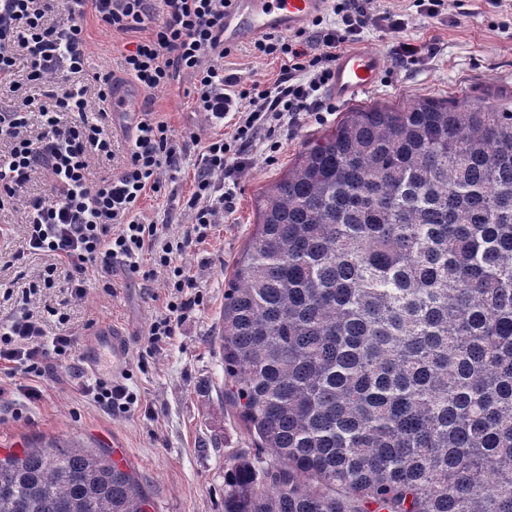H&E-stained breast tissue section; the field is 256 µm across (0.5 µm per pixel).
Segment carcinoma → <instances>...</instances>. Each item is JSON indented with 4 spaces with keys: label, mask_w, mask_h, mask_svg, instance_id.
<instances>
[{
    "label": "carcinoma",
    "mask_w": 512,
    "mask_h": 512,
    "mask_svg": "<svg viewBox=\"0 0 512 512\" xmlns=\"http://www.w3.org/2000/svg\"><path fill=\"white\" fill-rule=\"evenodd\" d=\"M220 355L224 512H512V109L344 113L255 198ZM105 448L0 456V512H148Z\"/></svg>",
    "instance_id": "obj_1"
}]
</instances>
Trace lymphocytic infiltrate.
Masks as SVG:
<instances>
[{"instance_id": "lymphocytic-infiltrate-1", "label": "lymphocytic infiltrate", "mask_w": 512, "mask_h": 512, "mask_svg": "<svg viewBox=\"0 0 512 512\" xmlns=\"http://www.w3.org/2000/svg\"><path fill=\"white\" fill-rule=\"evenodd\" d=\"M372 2L333 0L326 15L314 18L312 34L257 39L253 47L258 56L281 59L283 66L273 82L248 84L224 68L229 51L222 35L229 0H0V90L20 93L28 83L42 87L44 95L40 101L22 95L14 110L0 113V209L15 204L32 176H42L45 194L25 207L26 249L68 264L75 298H84L88 286L118 263L134 274L162 276L169 290L165 310L147 332L149 347H156L174 336L199 303L181 258L234 206L232 190L220 189L217 179L232 181L244 171V152L259 134L278 149L277 129L327 109L323 92L345 46L362 41L373 29L402 32L411 14L438 18L447 12V0H411L409 11L380 9ZM62 3L71 17L69 28L46 25L45 16ZM89 15L113 32L139 33L123 53V75L95 73L83 82H56L59 68L75 77L84 72V20ZM21 57L28 68L22 81L16 78ZM182 75L193 80L196 111L230 117L234 123L229 135L208 141L196 156V189L187 202L193 219L175 236L138 214L141 198L164 192V173L177 170L184 154L168 124L154 112H141L117 172L93 181L88 170L92 161L113 158L106 118L117 80H129L150 93ZM92 93L99 105L95 112L88 100ZM33 112L41 116L35 134L28 131ZM144 254L152 260L146 270L139 262ZM75 344L70 336L47 337L41 318L27 310L0 326V364L8 374L28 378L24 395L35 401L41 397L36 380L69 357Z\"/></svg>"}]
</instances>
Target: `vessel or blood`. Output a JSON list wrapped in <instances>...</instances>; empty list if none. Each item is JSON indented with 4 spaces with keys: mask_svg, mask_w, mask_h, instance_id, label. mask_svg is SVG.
Listing matches in <instances>:
<instances>
[{
    "mask_svg": "<svg viewBox=\"0 0 512 512\" xmlns=\"http://www.w3.org/2000/svg\"><path fill=\"white\" fill-rule=\"evenodd\" d=\"M326 7L327 0H230L224 10V44L232 47L270 33L300 30ZM384 65L376 51H346L336 61L330 96L340 102L356 99L377 84Z\"/></svg>",
    "mask_w": 512,
    "mask_h": 512,
    "instance_id": "vessel-or-blood-1",
    "label": "vessel or blood"
}]
</instances>
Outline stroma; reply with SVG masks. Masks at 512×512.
<instances>
[{
    "label": "stroma",
    "mask_w": 512,
    "mask_h": 512,
    "mask_svg": "<svg viewBox=\"0 0 512 512\" xmlns=\"http://www.w3.org/2000/svg\"><path fill=\"white\" fill-rule=\"evenodd\" d=\"M84 36L86 72L121 74L128 36L112 32L92 16L84 23ZM402 39L434 43L438 52L413 65L399 63L395 47ZM362 44L380 52L385 67L375 87L356 98V105L465 94L512 103V17L500 15L486 0H448L447 20L416 16L402 34L375 30ZM224 66L248 82L268 83L280 72L279 60L257 57L249 42L232 47ZM192 88L191 79L184 76L152 93L125 81L118 93L132 113L147 108L155 112L178 142L230 132V124L211 123L204 113L193 110ZM349 107L336 101L327 112L302 116L292 130L280 133L277 152H270L265 141L254 143L248 166L232 187L233 210L220 217L205 241L193 245L182 258L199 304L182 320L175 336L155 350H148L145 334L163 310L167 290L162 278L146 280L118 265L109 275L110 287L76 300L65 289L69 267L55 265L56 285L44 289L34 307L60 308L65 322L49 317L47 333L75 336L80 350L56 363L42 382V400L35 404L25 405L18 381H0L5 389L0 395V455L52 439L105 448L120 465L135 471L150 501V512H224V463L251 446L224 387L218 339L224 290L255 230L257 192L279 179L299 150L335 127ZM194 173V156L185 154L178 171L164 176L165 195L142 199V218L150 221L171 213L167 232L182 234L191 222L185 203L195 190ZM50 264L52 259L46 255H29L14 265L0 261V282L13 290L11 298L0 296V322L19 310L23 291ZM106 328L129 337L121 380L138 397L130 410L110 414L97 406L83 386L111 376L112 354L108 347L99 346L93 368L81 354L83 347L97 343L99 332Z\"/></svg>",
    "instance_id": "1"
}]
</instances>
